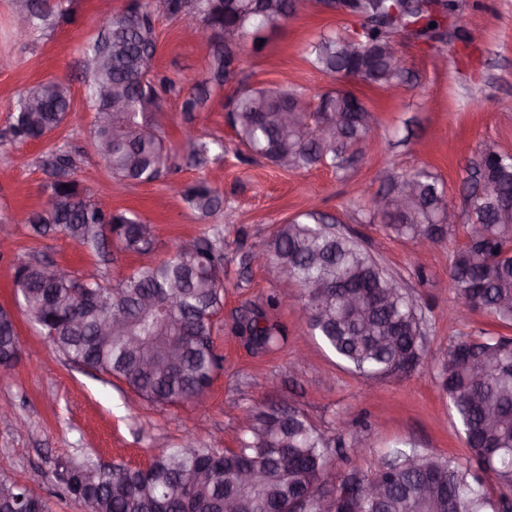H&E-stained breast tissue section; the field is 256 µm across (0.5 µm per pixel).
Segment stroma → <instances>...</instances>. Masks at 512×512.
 <instances>
[{"instance_id":"stroma-1","label":"stroma","mask_w":512,"mask_h":512,"mask_svg":"<svg viewBox=\"0 0 512 512\" xmlns=\"http://www.w3.org/2000/svg\"><path fill=\"white\" fill-rule=\"evenodd\" d=\"M72 7V22L20 40L13 33L12 0H0V217L9 219L0 226V305L13 309L23 350L13 378L0 382V411L24 422L17 430L0 427V477L23 482L32 470H42L46 478L36 492L50 512H86L57 480L58 460L89 455L106 464L143 467L160 449L177 446L190 432L210 447L235 449L246 412L265 406H297L336 438L363 431L367 452L350 456L349 463L367 473L375 456L400 439L439 455L467 457L435 370L420 366L379 382L358 377L311 335L294 300L269 313L285 332L284 341L271 351H250L235 327L241 309L278 292L285 277L276 265L252 262L251 253L267 244L280 224L314 204L336 217L343 232L359 236L418 301L428 319V351H443L467 335L501 333L500 323L483 312L449 321L455 290L448 264L467 236V182L482 149L491 145L512 155V0H456L444 42L435 48L399 34L405 71L386 90L353 78H332L310 65L306 47L320 33L351 34L361 27L360 19L326 11L317 0H302L279 28L263 32L261 42L246 41L241 68L250 85L285 83L310 98L349 90L373 110L372 141L344 172L320 166L286 172L243 156L225 118V103L236 83L225 84L190 122L181 111V97H167L161 121L177 152L175 173L129 185L113 194L112 206L134 211L153 224L154 256L159 260L172 255L176 240L222 225L224 309L213 336L220 366L203 404L165 408L49 347L15 303L12 268L20 261L37 258L75 275L94 266L109 281L134 272L141 263L137 255L113 246L95 254L62 233L38 237L22 222L46 204L49 177L43 160L56 146L66 145L74 156L80 187L95 192L112 182L91 145L93 115L84 109L81 66L83 46L105 28L107 19L98 0H73ZM157 34L158 70L178 75L183 89H190L207 72L209 47L186 21L159 20ZM50 79L69 86L74 112L45 139L11 141L15 101ZM190 127L222 139L224 154L194 166L185 142ZM421 168L443 181L448 203L459 216L451 233L428 251L368 221L373 198L385 193L397 175ZM201 178L224 197L223 212L207 220L180 194L184 185Z\"/></svg>"}]
</instances>
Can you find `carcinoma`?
<instances>
[{
	"label": "carcinoma",
	"instance_id": "obj_1",
	"mask_svg": "<svg viewBox=\"0 0 512 512\" xmlns=\"http://www.w3.org/2000/svg\"><path fill=\"white\" fill-rule=\"evenodd\" d=\"M167 19H198L212 31L207 75L184 98L181 111L192 119L214 92L235 80L225 105L227 122L248 158L282 170L323 165L349 166L372 132L371 110L353 92L331 90L315 101L286 85L254 87L241 77L240 55L248 35L274 29L295 10L296 0H166ZM157 0H127L108 27L83 50L86 105L93 112V146L117 185L151 183L175 166L164 126L156 120L161 100L180 92V80L157 70L144 78L141 62L154 58ZM25 10L27 31L58 25L71 0H13ZM342 12L361 20L353 36L322 34L308 46L310 64L327 76L341 75L387 87L401 75L388 54L396 36L410 33L433 44L444 40L454 0H341ZM74 111L68 86L45 81L16 101L12 140H41ZM196 165L224 151L218 138H188ZM46 206L21 223L41 237L62 232L99 253L106 232L120 250L147 255L154 250V226L132 211L102 208L73 178L75 161L65 146L52 150ZM477 167L496 193L467 196L469 230L449 265L459 304L483 311L512 329V155L488 145ZM414 187L399 209L373 200L369 222L399 237L439 243L454 223L442 182L427 170L393 183ZM201 217L223 210L224 198L206 181L183 190ZM335 217L311 210L288 220L259 253L282 268L298 287L311 332L358 376L387 379L429 361L423 337L427 318L413 296L363 246L332 230ZM13 288L31 321L49 344L88 368L128 386L160 407L199 402L219 366L213 329L223 310L224 234L210 228L175 245L168 260L148 261L127 277L106 284L95 279L97 306L80 296V278L61 274L50 281L42 264L21 262ZM271 295L245 307L237 330L256 353L284 339L269 311L281 304ZM119 314L122 324L109 337L100 333ZM21 351L15 318L0 307V355ZM440 386L463 432L469 456H440L396 445L365 475L338 470L335 439L297 407L279 414L272 407L248 414L245 437L235 450L217 451L189 439L154 456L145 469L123 463L102 466L92 458L67 460L75 473L67 491L87 512H504L512 509V336H464L441 356ZM251 467L257 477L242 478ZM378 487L375 493L344 495L352 483ZM5 512H49L46 501L24 483L0 478Z\"/></svg>",
	"mask_w": 512,
	"mask_h": 512
}]
</instances>
